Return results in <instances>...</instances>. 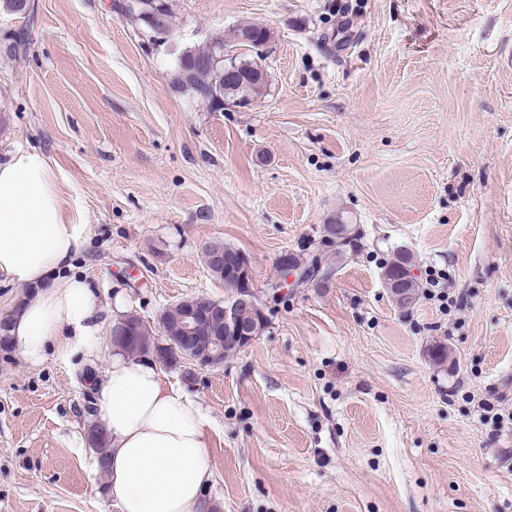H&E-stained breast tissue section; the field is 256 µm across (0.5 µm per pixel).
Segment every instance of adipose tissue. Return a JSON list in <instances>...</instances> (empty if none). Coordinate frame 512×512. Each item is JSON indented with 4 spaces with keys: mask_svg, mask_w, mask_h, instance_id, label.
<instances>
[{
    "mask_svg": "<svg viewBox=\"0 0 512 512\" xmlns=\"http://www.w3.org/2000/svg\"><path fill=\"white\" fill-rule=\"evenodd\" d=\"M82 228L66 223L48 159L36 150L0 162V273L41 293L12 322V343L31 363L49 339L64 353L99 352L95 292L69 269ZM96 421L106 431L107 491L115 512H212L213 473L201 406L166 379L151 356L113 349L93 381Z\"/></svg>",
    "mask_w": 512,
    "mask_h": 512,
    "instance_id": "1",
    "label": "adipose tissue"
}]
</instances>
